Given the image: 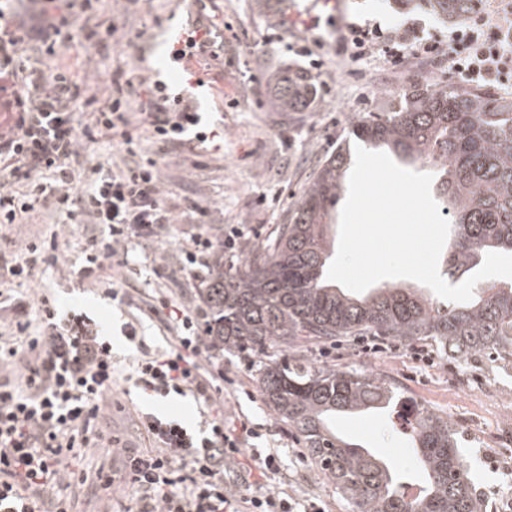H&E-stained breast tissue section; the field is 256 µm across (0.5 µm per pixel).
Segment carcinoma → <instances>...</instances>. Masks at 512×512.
<instances>
[{"label":"carcinoma","mask_w":512,"mask_h":512,"mask_svg":"<svg viewBox=\"0 0 512 512\" xmlns=\"http://www.w3.org/2000/svg\"><path fill=\"white\" fill-rule=\"evenodd\" d=\"M430 2L453 21L470 12L473 0ZM314 89L312 76L290 70L277 79L272 106L304 112ZM356 136L443 169L437 197L455 229L445 258L449 277L472 275L491 251L512 254V101L414 82L394 111L357 123ZM347 165L337 149L273 238L234 270L218 266L203 292L207 336L220 348L262 356L266 403L302 437L350 512H477L458 432L447 420L417 403L404 406L425 473V486L411 495L390 464L345 440L336 426L349 414L397 406L396 387L296 355L302 342L385 336L430 341L453 359L494 354L512 368V285L482 284L471 301L450 306L410 288L355 295L327 282L328 229ZM270 348L280 355L272 357Z\"/></svg>","instance_id":"carcinoma-1"}]
</instances>
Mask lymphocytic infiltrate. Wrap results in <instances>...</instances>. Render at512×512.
<instances>
[{
    "mask_svg": "<svg viewBox=\"0 0 512 512\" xmlns=\"http://www.w3.org/2000/svg\"><path fill=\"white\" fill-rule=\"evenodd\" d=\"M344 41L356 62L375 57L399 69L424 56L463 83L512 95V0H475L466 19L444 35L423 34L412 22L385 27L366 18L347 25ZM26 43L0 9V223H33L50 204L72 223L104 225L106 237L92 242L79 274L98 279L112 270L119 285L108 295L128 302L121 283L131 270L130 244L158 239L177 221L141 130L149 128L160 147L186 146L200 117L186 106L136 113L121 94L101 105L88 99V112L76 116V82L61 73L48 80L25 71L19 59ZM102 135L120 141L126 161L112 169L84 167L80 139ZM58 262L56 240L33 242L7 273L27 284ZM150 311L174 330L175 343L164 352L142 350L134 385L159 398L193 395L203 428L145 413L137 424L144 447L123 444L106 425L119 379L111 343L88 316L59 312L49 295L38 296L40 327L26 348L0 343V367L20 372L19 383L0 382V512H74L78 490L101 502L103 512H322L314 503L299 507L287 490L271 487L282 460L246 449L255 435L248 422L225 426L216 409L224 372L211 360L213 345L202 336L197 313L165 296ZM104 444L105 459L86 470L89 449ZM244 454L256 475L248 495L224 482L225 461ZM119 492L123 500L114 501Z\"/></svg>",
    "mask_w": 512,
    "mask_h": 512,
    "instance_id": "obj_1",
    "label": "lymphocytic infiltrate"
}]
</instances>
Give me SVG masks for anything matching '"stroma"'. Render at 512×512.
<instances>
[{
	"label": "stroma",
	"instance_id": "stroma-1",
	"mask_svg": "<svg viewBox=\"0 0 512 512\" xmlns=\"http://www.w3.org/2000/svg\"><path fill=\"white\" fill-rule=\"evenodd\" d=\"M70 49L48 56L51 40L40 33L32 0H13L12 20L28 36L26 69L53 76L58 69L71 72L82 97L105 99L116 86L133 81L134 110L147 108L155 85L164 82L169 95L189 91L184 72L168 67L172 43L167 29L176 22L206 27L213 46L196 50L194 71L209 86L199 112L204 143L189 149L168 147L159 159L160 186L179 222L162 241L135 242L130 254L134 275L126 286L134 300L163 289L192 311H206L202 297L205 280L194 278L183 261V247L196 235L213 243L209 262H242L254 247L265 242L309 186L314 173L337 147L355 144V123L373 114L393 111L397 95L414 82L431 87L451 80L430 59L411 60L394 72L373 58L355 64L341 53L345 23L374 17L401 23L417 19L427 29H446L449 22L429 6L413 0H92L83 7L73 0ZM318 19L311 29L309 19ZM105 22L117 27L122 42L89 44L88 27ZM311 49L312 58L302 57ZM290 69L306 71L318 87L306 112L274 111V80ZM237 107H228V100ZM246 225L247 234L234 249L224 246V230ZM105 226L73 224L62 214L43 211L36 224L0 223V259L15 258L32 237H56L57 266L42 269L33 289H49L61 311L82 312L94 318L112 344V354L131 365L137 350L125 330L135 311L104 296L100 284L82 279L92 239L104 238ZM414 343L382 341L369 345L355 338L334 346L301 343L297 352L318 367L354 368L384 378L402 396L413 398L448 419L461 437L464 456L480 512H512V370L487 361L448 358L435 353L434 364L414 359ZM216 362L228 385L224 392V419H245L260 427L255 448L277 449L282 469L276 486L301 501H315L324 512H347L335 485L308 456L302 437L266 404L257 358L218 350ZM109 410L113 429L132 444H139L135 422L145 411L162 412L199 425L198 408L190 397L171 395L152 400L138 389L115 391ZM387 415L363 412L341 418L343 436L382 455L395 465L407 484H416L419 463L408 436L387 433Z\"/></svg>",
	"mask_w": 512,
	"mask_h": 512
}]
</instances>
